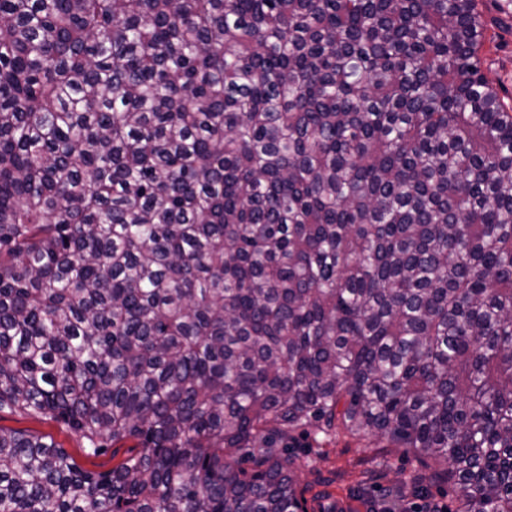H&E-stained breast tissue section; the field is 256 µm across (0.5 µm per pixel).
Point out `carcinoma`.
Segmentation results:
<instances>
[{"mask_svg": "<svg viewBox=\"0 0 512 512\" xmlns=\"http://www.w3.org/2000/svg\"><path fill=\"white\" fill-rule=\"evenodd\" d=\"M478 2L0 0V412L135 442L0 428V512H306L308 427L512 512ZM0 428L50 437L58 446L65 448L79 466L97 471L112 469V466L118 464L130 454L129 447L135 444L129 440L114 447L111 446L104 455H88L86 449L83 448L81 438L61 424L48 419L23 416L8 411L0 412ZM112 450L116 451L113 458Z\"/></svg>", "mask_w": 512, "mask_h": 512, "instance_id": "carcinoma-1", "label": "carcinoma"}]
</instances>
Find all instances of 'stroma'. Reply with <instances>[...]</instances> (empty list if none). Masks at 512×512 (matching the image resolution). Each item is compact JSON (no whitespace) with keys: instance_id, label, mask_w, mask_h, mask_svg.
I'll use <instances>...</instances> for the list:
<instances>
[{"instance_id":"stroma-1","label":"stroma","mask_w":512,"mask_h":512,"mask_svg":"<svg viewBox=\"0 0 512 512\" xmlns=\"http://www.w3.org/2000/svg\"><path fill=\"white\" fill-rule=\"evenodd\" d=\"M480 9L488 21L481 50L484 73L499 95L512 103V0H480ZM0 428L50 437L85 469L110 470L129 454L125 441L114 453L89 455L76 433L48 419L5 411L0 412ZM291 445L301 464L298 479L306 489L308 512H319L321 504L337 503L345 496L357 501L363 512H427L433 504L451 510L456 506L451 487H432L425 498L407 487L414 463L405 449L379 448L347 436L319 446L301 433L294 434Z\"/></svg>"}]
</instances>
